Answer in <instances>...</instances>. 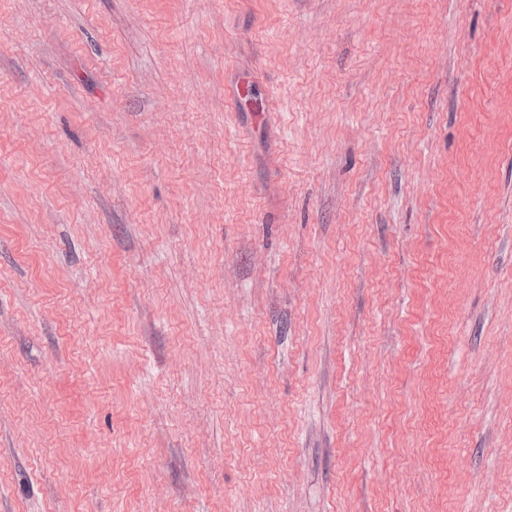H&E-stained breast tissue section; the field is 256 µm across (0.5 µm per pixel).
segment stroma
<instances>
[{"instance_id":"1","label":"stroma","mask_w":512,"mask_h":512,"mask_svg":"<svg viewBox=\"0 0 512 512\" xmlns=\"http://www.w3.org/2000/svg\"><path fill=\"white\" fill-rule=\"evenodd\" d=\"M0 512H512V0H0Z\"/></svg>"}]
</instances>
